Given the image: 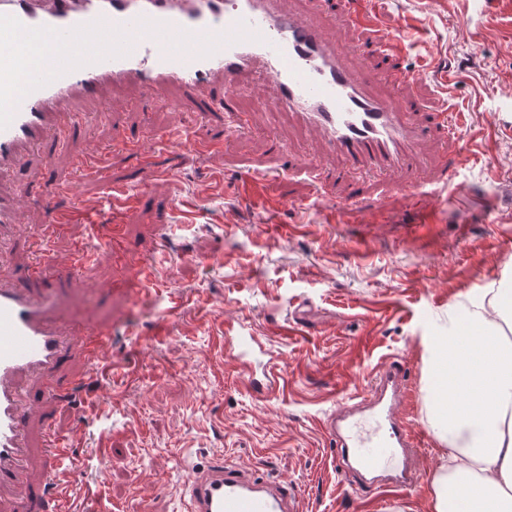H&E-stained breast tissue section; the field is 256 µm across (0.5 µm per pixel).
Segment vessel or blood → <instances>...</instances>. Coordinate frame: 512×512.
I'll list each match as a JSON object with an SVG mask.
<instances>
[{
  "label": "vessel or blood",
  "mask_w": 512,
  "mask_h": 512,
  "mask_svg": "<svg viewBox=\"0 0 512 512\" xmlns=\"http://www.w3.org/2000/svg\"><path fill=\"white\" fill-rule=\"evenodd\" d=\"M348 11L358 29L384 44L390 59L399 58L404 32L380 31L368 10L352 5ZM104 27L113 33L111 53H84L82 42ZM24 34L40 35L50 46L40 63L19 55ZM375 79L371 70L347 62L345 47L329 38L313 6L294 12L283 0H0V224L20 223V201L29 193L6 186L9 172L33 149L70 135L80 113L69 101L99 98L108 90L162 98L175 112L222 113L239 129L245 120L235 112L236 97L262 89L346 165L394 176V189H406L417 202L454 191L466 159L462 151L429 189L402 185L397 176L416 169L417 141L455 134L466 123L464 113L443 108L428 122H414L405 97L413 75L393 72L387 98L373 92ZM46 221L61 229L95 223L96 217L89 209L54 204ZM29 280L26 286L0 282V494L19 493L20 512H59L76 471L74 438L58 437L45 457L49 482L31 485L21 380L41 374L49 396L77 402L79 382L59 380L56 372L77 348L87 376H94L112 328L70 327L38 275ZM258 346L257 337L243 330L225 332L226 355L245 361ZM406 381L400 363H387L356 403H338L324 420L338 471L366 477L391 468L393 486L408 483V451L418 446L419 435L396 416ZM182 490L186 512H297L287 485L256 479L220 457L187 467Z\"/></svg>",
  "instance_id": "vessel-or-blood-1"
}]
</instances>
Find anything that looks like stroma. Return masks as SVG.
Returning <instances> with one entry per match:
<instances>
[{"label":"stroma","instance_id":"stroma-1","mask_svg":"<svg viewBox=\"0 0 512 512\" xmlns=\"http://www.w3.org/2000/svg\"><path fill=\"white\" fill-rule=\"evenodd\" d=\"M375 11L382 30L409 33L399 63L415 75L407 95L416 120H428L439 99L466 116L456 138L418 145L414 183L432 180L458 147L471 154L431 223H420V206L384 177L367 189L385 192L384 219L351 210L344 162L261 93L237 97L250 126L231 133L203 115L130 105L122 95L78 97L70 106L88 113L86 125L12 172L37 194L23 207L6 275L26 281L41 263L69 324L112 327L81 419L44 398L41 378L24 382L32 481L48 478L49 439L76 434L66 512H183L186 464L218 456L287 484L299 512H430L444 449L425 407L424 340L492 290L512 288V0H375ZM329 35L350 62L386 65L384 47L343 13ZM448 67L462 74L449 90L438 79ZM158 131L176 136L181 153L155 139ZM203 140L211 150L196 153ZM81 155L91 165L77 173ZM308 159L331 175L328 200L301 167ZM257 169L268 177L251 200L239 188ZM58 179L74 185L69 206L94 205L106 223L111 187L134 195L121 216L120 254L91 225L46 224ZM77 246L90 258L74 266ZM147 267L155 282L145 287ZM163 318L169 329L159 336ZM237 322L258 336L261 365L279 374V389L254 393L246 368L224 355V327ZM296 322L303 331L280 335ZM393 360L409 387L398 416L421 446L410 459L412 482L382 492L337 471L321 423Z\"/></svg>","mask_w":512,"mask_h":512}]
</instances>
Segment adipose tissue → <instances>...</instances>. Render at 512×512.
<instances>
[{"mask_svg":"<svg viewBox=\"0 0 512 512\" xmlns=\"http://www.w3.org/2000/svg\"><path fill=\"white\" fill-rule=\"evenodd\" d=\"M427 349V413L446 446L431 512H512V338L471 312Z\"/></svg>","mask_w":512,"mask_h":512,"instance_id":"obj_1","label":"adipose tissue"}]
</instances>
